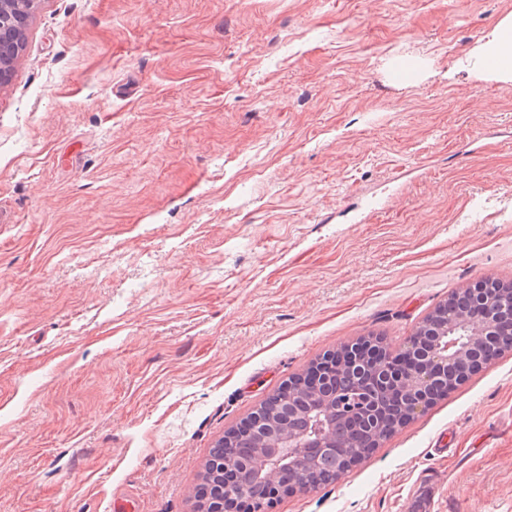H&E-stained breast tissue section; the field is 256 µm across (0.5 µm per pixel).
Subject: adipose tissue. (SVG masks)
<instances>
[{"label": "adipose tissue", "mask_w": 512, "mask_h": 512, "mask_svg": "<svg viewBox=\"0 0 512 512\" xmlns=\"http://www.w3.org/2000/svg\"><path fill=\"white\" fill-rule=\"evenodd\" d=\"M457 67L479 78L512 82V15L492 27Z\"/></svg>", "instance_id": "adipose-tissue-1"}]
</instances>
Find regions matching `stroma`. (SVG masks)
Wrapping results in <instances>:
<instances>
[{
  "label": "stroma",
  "instance_id": "obj_1",
  "mask_svg": "<svg viewBox=\"0 0 512 512\" xmlns=\"http://www.w3.org/2000/svg\"><path fill=\"white\" fill-rule=\"evenodd\" d=\"M512 0H42L0 87V512H194L311 362L512 280ZM512 512V351L265 512ZM457 67L479 78L512 82V15L492 27L473 53L458 61ZM281 395L282 389L263 401L259 408L242 419L239 424L225 432L224 437L227 436L232 444L244 440L253 441L256 436L254 426L257 418L272 421L273 427L288 426L289 419H298L313 407V402L307 401L295 402L292 405L282 403Z\"/></svg>",
  "mask_w": 512,
  "mask_h": 512
}]
</instances>
